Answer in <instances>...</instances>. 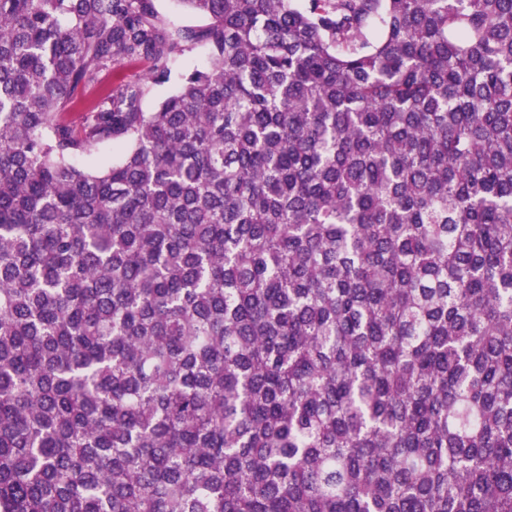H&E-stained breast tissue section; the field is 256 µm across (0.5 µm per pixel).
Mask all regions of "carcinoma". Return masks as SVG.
I'll return each mask as SVG.
<instances>
[{
	"mask_svg": "<svg viewBox=\"0 0 512 512\" xmlns=\"http://www.w3.org/2000/svg\"><path fill=\"white\" fill-rule=\"evenodd\" d=\"M181 2L0 0V512H512V0ZM156 7L168 23L175 27L196 25L205 23L204 19L184 11L176 0H155ZM208 48L206 45L198 44L192 47L182 57L171 63L172 79L167 84L153 86L149 84V89L142 101V108L145 112H152L156 105L168 96L175 87V79L181 73L191 70L194 66H200L208 60ZM149 67L150 63L147 61L127 62L115 66L112 71L104 75L87 90L83 99L76 103L72 110L67 113V119L80 125L84 113L102 95L106 88L110 86L116 88L130 81H143L149 71ZM123 146L111 140L98 142L91 150L90 154H85L77 158V165L88 170H98L119 160L122 155Z\"/></svg>",
	"mask_w": 512,
	"mask_h": 512,
	"instance_id": "carcinoma-1",
	"label": "carcinoma"
}]
</instances>
